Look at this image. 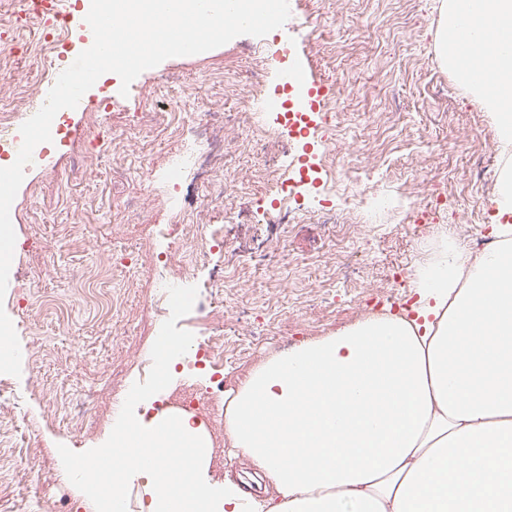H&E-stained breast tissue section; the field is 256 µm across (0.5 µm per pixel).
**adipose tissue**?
<instances>
[{
  "label": "adipose tissue",
  "instance_id": "ef3b65f1",
  "mask_svg": "<svg viewBox=\"0 0 512 512\" xmlns=\"http://www.w3.org/2000/svg\"><path fill=\"white\" fill-rule=\"evenodd\" d=\"M437 58L494 117L495 242L449 239L410 312L363 315L261 359L224 393V441L262 484L211 477L187 414L116 419L80 471L93 512H512V0H441Z\"/></svg>",
  "mask_w": 512,
  "mask_h": 512
}]
</instances>
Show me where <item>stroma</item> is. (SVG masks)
Listing matches in <instances>:
<instances>
[{"instance_id":"1","label":"stroma","mask_w":512,"mask_h":512,"mask_svg":"<svg viewBox=\"0 0 512 512\" xmlns=\"http://www.w3.org/2000/svg\"><path fill=\"white\" fill-rule=\"evenodd\" d=\"M439 5L440 0H418L415 11L405 13L399 0H316L299 6L265 38L241 35L204 53L166 59L142 72L129 95H120L121 80L112 78L115 108L105 124L126 136L120 169L104 156L97 161L100 177L79 181L72 175L75 154L52 149L42 166L27 172L13 201L12 225L17 239L37 238L43 261L32 265L28 288H8L0 301L23 340V393L14 414L0 418V444L8 448L0 456V512H47L50 498L61 493L86 503L85 485L61 473L82 459L111 455L112 431L77 440L64 416L73 408L92 414L87 391L107 385L113 369L130 380L120 399L124 410L132 395L151 403L186 377L202 387L211 375L183 361L174 373L161 370L150 381L138 372L150 347L140 313L154 304L152 273L139 254L151 244L149 231L170 222L187 190H170L162 175L174 152L168 134L145 152L127 125L132 113L166 109L168 87L215 101L178 113L177 123L209 122L246 142L243 152L227 160L222 207L202 225L200 245L182 253L195 264L196 285L223 281L224 322L213 323L202 308L162 321L167 332L196 344L223 334L225 387L236 386L262 357L326 335L371 307L396 312L410 306L409 280H392L391 271L412 269L428 257L440 232L465 245L489 238L494 209L484 200V179L496 177L500 159L491 156L471 115L482 112L488 121L492 114L481 111L438 62L433 31ZM262 42L291 45L320 86L343 90L332 134L316 124L308 136L289 134L270 113L259 120L278 127L275 142L259 130L236 127L237 98L247 84L242 53ZM219 71L223 85L204 83L205 75ZM327 135L336 146L335 170L317 171L316 182L304 187L310 203L330 198L342 204L360 196L362 185L345 172L346 164L357 163L374 170L379 191L388 195L406 187L427 197L454 185L456 213L436 212L433 222L419 228L384 212L333 231L308 221L256 223V208H271L272 200L254 197L252 174L287 164L307 149L320 155ZM68 224L84 225L80 240L65 234ZM232 248L241 256L233 271L224 264ZM31 332L44 338L41 348L26 345ZM35 355L48 377L41 386L29 370ZM28 434L42 447L36 471L20 446Z\"/></svg>"}]
</instances>
